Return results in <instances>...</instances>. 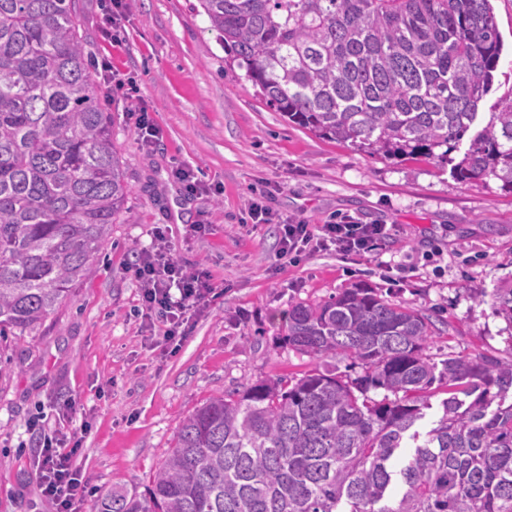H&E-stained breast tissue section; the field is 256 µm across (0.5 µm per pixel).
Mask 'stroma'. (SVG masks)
<instances>
[{"label":"stroma","mask_w":512,"mask_h":512,"mask_svg":"<svg viewBox=\"0 0 512 512\" xmlns=\"http://www.w3.org/2000/svg\"><path fill=\"white\" fill-rule=\"evenodd\" d=\"M193 0H80L85 49L121 82L94 69L130 192L91 273L43 324L0 338V512H49L37 480L32 430L81 446L71 463L87 486L78 512H97L112 489L146 496L182 421L212 397L313 368L286 341L285 317L346 288H370L432 318L426 349L512 358V325L475 291L512 283V187L463 181L440 159L384 157L319 138L269 108L230 62ZM502 52L481 111L512 99V0H491ZM157 129L144 144L136 124ZM192 172L188 194L174 176ZM267 192L278 216L312 224L353 217L394 224L393 239L362 257L332 250L273 270L276 224L248 221ZM200 232H193V225ZM165 241L189 270L206 267L215 295L179 347L140 316L135 252Z\"/></svg>","instance_id":"1"}]
</instances>
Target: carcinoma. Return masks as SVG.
Instances as JSON below:
<instances>
[{
  "instance_id": "1",
  "label": "carcinoma",
  "mask_w": 512,
  "mask_h": 512,
  "mask_svg": "<svg viewBox=\"0 0 512 512\" xmlns=\"http://www.w3.org/2000/svg\"><path fill=\"white\" fill-rule=\"evenodd\" d=\"M198 2L269 108L373 155L456 151L502 51L490 0ZM453 170L512 186V100ZM128 193L76 0H0V337L38 326L89 274ZM491 302L512 326V285ZM434 332L368 288L294 305L288 345L315 368L212 398L149 498L114 490L98 512H512V360L439 369ZM336 358L362 373L320 369ZM435 386L448 397L422 435Z\"/></svg>"
}]
</instances>
